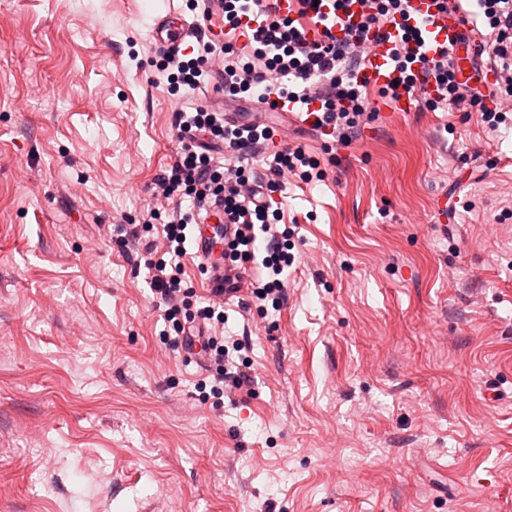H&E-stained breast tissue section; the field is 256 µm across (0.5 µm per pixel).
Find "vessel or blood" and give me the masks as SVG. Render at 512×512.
<instances>
[{"instance_id": "vessel-or-blood-1", "label": "vessel or blood", "mask_w": 512, "mask_h": 512, "mask_svg": "<svg viewBox=\"0 0 512 512\" xmlns=\"http://www.w3.org/2000/svg\"><path fill=\"white\" fill-rule=\"evenodd\" d=\"M359 15L360 6L356 2L346 13L339 14L334 9V0H323L316 21L306 26L307 38L317 40L326 27L333 34H341L357 24ZM408 15L410 24L420 25L422 29L423 43L414 49L421 60L438 58L442 50L457 46L465 29L464 11L449 9L446 0H408ZM195 32V25L174 8L173 0H156L151 37L164 52L178 54ZM391 46V41L387 39L374 38L369 42L363 74L375 86H385L397 76ZM199 222L202 233L194 239L193 247L197 256L207 259L212 254V239L220 230L221 223L212 210L200 217Z\"/></svg>"}]
</instances>
